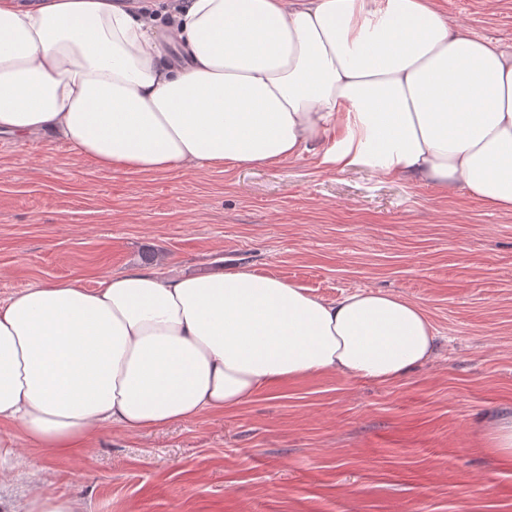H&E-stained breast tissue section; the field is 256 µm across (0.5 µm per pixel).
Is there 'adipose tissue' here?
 <instances>
[{"label":"adipose tissue","mask_w":512,"mask_h":512,"mask_svg":"<svg viewBox=\"0 0 512 512\" xmlns=\"http://www.w3.org/2000/svg\"><path fill=\"white\" fill-rule=\"evenodd\" d=\"M512 212V43L436 0H0V133L100 167L274 165L316 149ZM418 303L334 300L243 268L54 279L0 301V484L20 442L64 455L236 408L314 374L396 381L432 359Z\"/></svg>","instance_id":"adipose-tissue-1"}]
</instances>
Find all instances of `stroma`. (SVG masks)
Wrapping results in <instances>:
<instances>
[{"instance_id":"stroma-1","label":"stroma","mask_w":512,"mask_h":512,"mask_svg":"<svg viewBox=\"0 0 512 512\" xmlns=\"http://www.w3.org/2000/svg\"><path fill=\"white\" fill-rule=\"evenodd\" d=\"M470 34L512 42V0H437ZM165 275L246 267L337 299L420 304L440 348L389 383L316 374L221 414L102 428L58 456L27 448L0 499L32 489L84 512H512V213L458 190L274 166L119 172L69 144L0 135V299L42 281L95 286L145 262ZM492 448L506 457H512V416L501 418L490 428Z\"/></svg>"}]
</instances>
